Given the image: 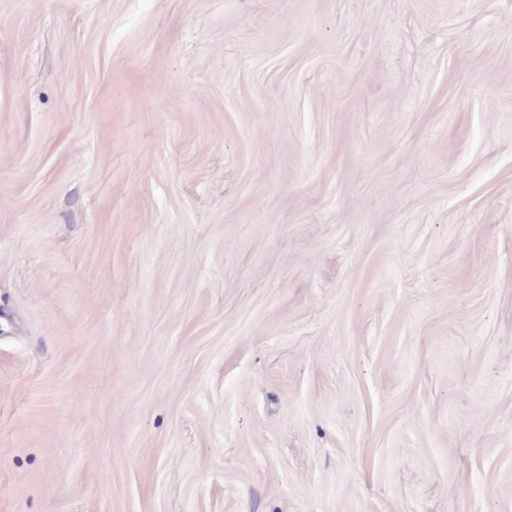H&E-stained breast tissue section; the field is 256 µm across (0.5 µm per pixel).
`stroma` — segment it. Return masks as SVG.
<instances>
[{"label":"stroma","mask_w":512,"mask_h":512,"mask_svg":"<svg viewBox=\"0 0 512 512\" xmlns=\"http://www.w3.org/2000/svg\"><path fill=\"white\" fill-rule=\"evenodd\" d=\"M0 512H512V0H0Z\"/></svg>","instance_id":"stroma-1"}]
</instances>
